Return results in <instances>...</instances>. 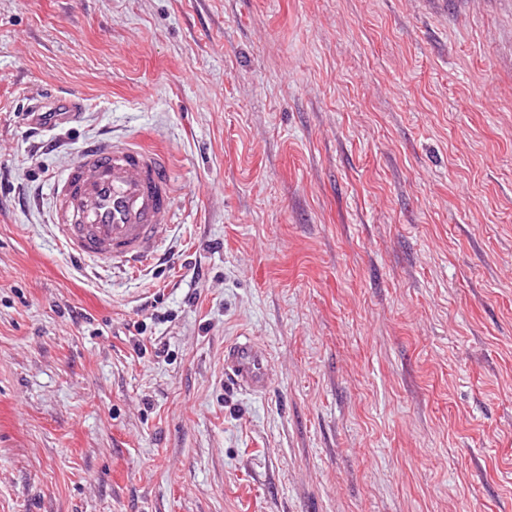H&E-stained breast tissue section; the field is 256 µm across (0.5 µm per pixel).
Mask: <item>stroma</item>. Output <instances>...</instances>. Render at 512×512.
Wrapping results in <instances>:
<instances>
[{
  "label": "stroma",
  "mask_w": 512,
  "mask_h": 512,
  "mask_svg": "<svg viewBox=\"0 0 512 512\" xmlns=\"http://www.w3.org/2000/svg\"><path fill=\"white\" fill-rule=\"evenodd\" d=\"M105 132L141 275L49 222ZM0 512H512V0H0ZM175 195L165 153L136 139H96L53 183L51 224L80 265L141 272L166 257ZM224 374L240 389L257 394L264 392L270 378L266 349L251 339L228 345L224 354Z\"/></svg>",
  "instance_id": "obj_1"
}]
</instances>
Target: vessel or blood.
<instances>
[{
  "label": "vessel or blood",
  "instance_id": "vessel-or-blood-1",
  "mask_svg": "<svg viewBox=\"0 0 512 512\" xmlns=\"http://www.w3.org/2000/svg\"><path fill=\"white\" fill-rule=\"evenodd\" d=\"M176 189L165 153L135 139L88 142L53 184L56 238L80 265L141 272L163 261ZM224 373L238 388L266 390L270 367L263 346L228 345Z\"/></svg>",
  "mask_w": 512,
  "mask_h": 512
}]
</instances>
